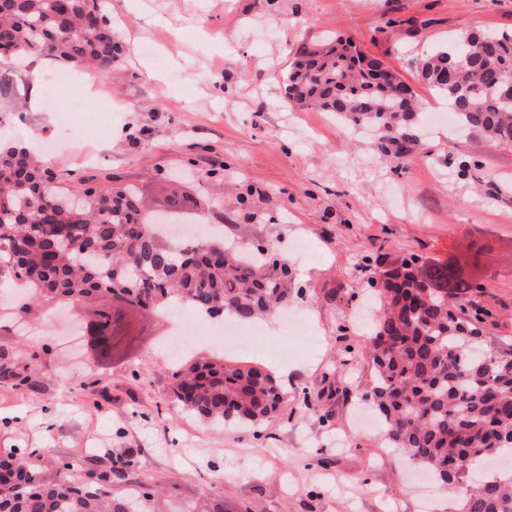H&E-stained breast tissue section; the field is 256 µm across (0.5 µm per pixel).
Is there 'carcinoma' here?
Instances as JSON below:
<instances>
[{"instance_id":"cac0c4a2","label":"carcinoma","mask_w":512,"mask_h":512,"mask_svg":"<svg viewBox=\"0 0 512 512\" xmlns=\"http://www.w3.org/2000/svg\"><path fill=\"white\" fill-rule=\"evenodd\" d=\"M121 53L101 0H0V58L42 56L106 73ZM421 74L448 98L459 124L512 146V31H469L456 48L432 52ZM401 85L379 59L333 37L297 51L286 96L347 126L373 128L379 153L398 169L419 144L421 120L414 97L399 94ZM160 223L125 187L65 191L28 146H0V278L25 279L30 295L20 317L107 295L111 302L89 313L100 327L112 326L104 358L137 342L144 309L159 315L185 302L206 318L228 315L246 324L288 305V265L271 244L243 249L231 242L222 254L196 242L169 250L153 229ZM417 261L406 259L380 277L383 315L371 337L369 399L390 446L439 481L448 483L446 466L471 461L473 489L461 512H512V472L499 479L487 467L512 452V375L483 364V319L464 304L475 284L461 267ZM171 398L209 421L242 426L267 422L284 406L273 377L222 361L186 362L174 374ZM135 464L130 454L116 455L110 465L85 471L70 459L48 475L24 454L0 460V512H149L157 496L151 486L112 495V482L129 478Z\"/></svg>"}]
</instances>
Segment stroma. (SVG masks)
Segmentation results:
<instances>
[{
  "instance_id": "stroma-1",
  "label": "stroma",
  "mask_w": 512,
  "mask_h": 512,
  "mask_svg": "<svg viewBox=\"0 0 512 512\" xmlns=\"http://www.w3.org/2000/svg\"><path fill=\"white\" fill-rule=\"evenodd\" d=\"M123 53L109 73L74 68L90 108L111 133L56 139L60 115L30 100L49 60H0L13 84L0 90L9 135L43 150L67 188L122 185L167 207L180 177L207 202L205 224L240 243L280 248L297 291L289 314L260 324L280 356L226 353L197 342L191 357L256 366L288 401L255 427L213 425L171 397L181 356L165 352L163 322L126 355L71 352V323L26 336L0 318V363L26 376L0 378V459L22 451L93 466L134 448L137 479L164 490L163 512H195L205 498L224 512H456L457 500L389 448L364 399L373 379L365 319L379 271L410 256L431 263L477 254L473 299L490 310L491 350L512 352V147L426 124L402 169L385 164L369 135L285 96L297 49L329 36L380 59L411 87L425 112H448L426 83L427 55L467 31L512 30V0H102ZM310 250L295 251L297 242Z\"/></svg>"
}]
</instances>
